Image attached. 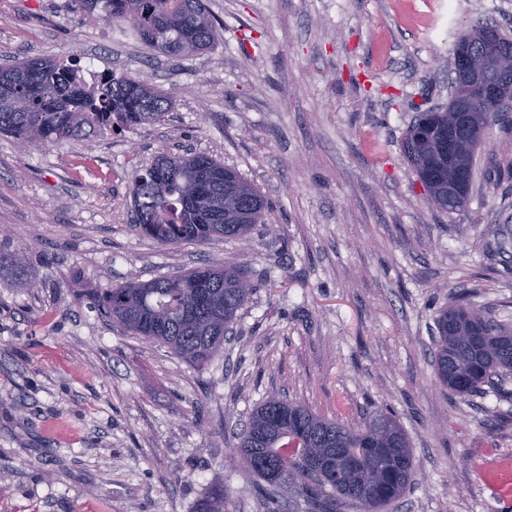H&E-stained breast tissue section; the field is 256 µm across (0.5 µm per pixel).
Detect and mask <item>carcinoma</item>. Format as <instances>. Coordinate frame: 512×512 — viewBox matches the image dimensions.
Segmentation results:
<instances>
[{
	"label": "carcinoma",
	"instance_id": "1",
	"mask_svg": "<svg viewBox=\"0 0 512 512\" xmlns=\"http://www.w3.org/2000/svg\"><path fill=\"white\" fill-rule=\"evenodd\" d=\"M70 8L108 23H128L141 43L170 57L215 46L221 28L206 0H69ZM169 98L148 80L106 72L89 86L78 61L28 58L0 66V133L40 145L152 123ZM404 155L434 205L450 214L448 157L474 172L468 143L448 148V113L422 112L409 125ZM164 169L148 163L129 188L135 226L161 245L244 239L266 220L268 203L235 169L206 155L169 154ZM25 255L0 256V272L23 276ZM254 285L241 264L194 268L174 277L129 281L97 298L108 320L161 344L199 369L224 346ZM435 372L440 386L470 396L512 375V330L491 323L467 297L441 308ZM239 458L257 479L304 499L310 512H330L348 499L381 512L411 486L414 457L396 416L381 413L362 429L328 420L278 396L264 400L239 434ZM230 490L215 481L194 512H226Z\"/></svg>",
	"mask_w": 512,
	"mask_h": 512
}]
</instances>
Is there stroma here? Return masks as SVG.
<instances>
[{
	"mask_svg": "<svg viewBox=\"0 0 512 512\" xmlns=\"http://www.w3.org/2000/svg\"><path fill=\"white\" fill-rule=\"evenodd\" d=\"M222 38L172 59L67 0H0V64L98 59L166 93L160 121L37 148L0 133V512H307L235 461L270 394L358 429L397 415L412 485L391 512H508L512 377L438 383L434 316L469 295L512 327V111L476 156L466 212L430 202L402 141L448 101L475 22L512 37V0H209ZM211 156L271 202L244 239L161 245L129 185L161 152ZM244 259L256 290L208 366L101 316L136 278ZM230 496L224 482L214 481L205 489L193 512H226Z\"/></svg>",
	"mask_w": 512,
	"mask_h": 512,
	"instance_id": "35a3bbf8",
	"label": "stroma"
}]
</instances>
